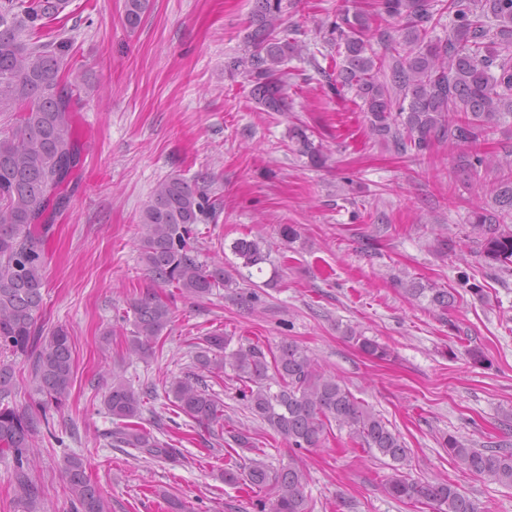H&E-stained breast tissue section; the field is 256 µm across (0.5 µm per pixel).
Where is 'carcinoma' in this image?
I'll list each match as a JSON object with an SVG mask.
<instances>
[{"mask_svg": "<svg viewBox=\"0 0 512 512\" xmlns=\"http://www.w3.org/2000/svg\"><path fill=\"white\" fill-rule=\"evenodd\" d=\"M67 0H0V112L16 113L15 133L0 138V350L32 359V378L43 397L38 409L20 411L9 397L17 386L15 369L0 363V456L15 461L11 480L22 512H40L43 489L30 472V448L49 428L47 406H61L74 379V359L68 331L36 333L42 304L45 257L40 233L47 230V204L63 206L65 187L83 155L84 145L73 126L77 91L64 81L70 46L62 38L41 40L48 24L63 12ZM149 0H124V22L137 27ZM282 0H254L249 50L229 69L244 74L250 96L265 112H286L288 72L285 62L303 45L280 36ZM452 15L448 37L431 36L434 16ZM377 15L398 22L397 36L385 32L389 58L378 56L370 43L369 18L360 10L336 14L328 23L332 44L343 57L336 71V95L346 90L361 101L370 134L392 144L400 155L423 157L436 143L460 151L463 171L495 167L502 171L491 203L477 206L465 238L448 239V252L476 247L489 268L512 275V149L500 154L486 149L492 126L512 117V0H378ZM289 138L314 164L323 159L303 126ZM207 176L189 181L175 174L159 181L139 216V258L153 282L172 286L193 297H205L234 281L224 265L200 259L196 225L213 217L215 203L204 190ZM241 266L262 273L267 260L262 243L245 237L231 246ZM414 297L429 296L442 310L456 301V289L404 283ZM133 330L128 350L141 359L154 355V343L170 323V307L153 291L129 306ZM350 339L368 356L383 359L387 347L354 331ZM229 338L212 331L197 345L195 367L209 374L229 367L241 383L239 397L251 413L267 423L293 450L318 447L331 424L348 429L362 447L402 466L408 448L384 420L356 400L336 377L293 340L276 349L251 342L226 351ZM151 391H138L117 371L104 394L103 405L115 422L110 434L116 448H136L173 462L179 453L161 443L136 422ZM171 404L199 424L223 417L222 404L203 383L188 373L174 379L167 391ZM448 454L472 474L512 486V448L498 444L471 448L448 437ZM66 479L77 512H107L97 485L83 461H66ZM267 489L269 501L260 512H312L304 494L305 474L290 463L273 468L252 459L235 470H224V482L239 480ZM389 493L411 503L431 504L435 512H480V507L446 480L415 481L395 475Z\"/></svg>", "mask_w": 512, "mask_h": 512, "instance_id": "1", "label": "carcinoma"}]
</instances>
